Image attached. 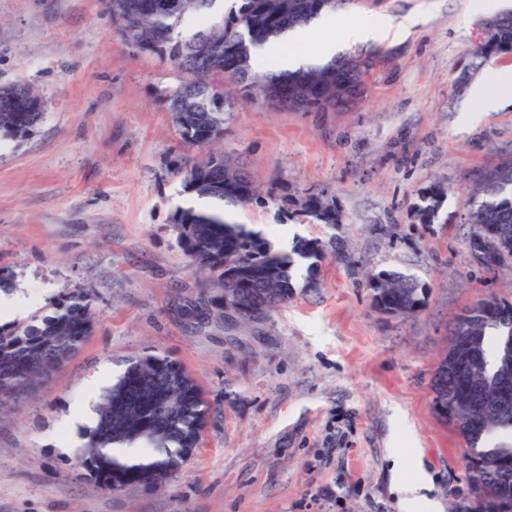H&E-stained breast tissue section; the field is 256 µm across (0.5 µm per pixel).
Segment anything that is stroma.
<instances>
[{
    "mask_svg": "<svg viewBox=\"0 0 512 512\" xmlns=\"http://www.w3.org/2000/svg\"><path fill=\"white\" fill-rule=\"evenodd\" d=\"M420 22L362 46L374 63L362 98L340 111L293 112L231 93L217 148L243 160L267 201L228 221L276 251L325 246L307 288L267 318L190 323L199 295L171 226L187 206L166 97L180 75L116 31L106 0H0V85L35 88L43 116L24 138L0 137V273L23 286L29 316L85 297L94 329L67 362L0 404V512H463L465 443L436 414L431 379L449 328L477 300L512 303V269L485 271L470 250L474 170L512 157V107L480 111L471 53L484 39L476 0H350L309 44L358 21ZM438 218L417 223L428 188ZM320 193L342 223L281 209L277 196ZM397 271L428 289L412 317L376 309L367 272ZM168 355L212 411L201 442L157 489L113 492L81 460L84 423L104 368ZM416 484L403 510L402 486Z\"/></svg>",
    "mask_w": 512,
    "mask_h": 512,
    "instance_id": "35a3bbf8",
    "label": "stroma"
}]
</instances>
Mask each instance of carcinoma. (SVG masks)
<instances>
[{
    "mask_svg": "<svg viewBox=\"0 0 512 512\" xmlns=\"http://www.w3.org/2000/svg\"><path fill=\"white\" fill-rule=\"evenodd\" d=\"M149 0H108L112 21L130 46L167 58L182 80L166 97L182 140L206 150L186 165L188 192L207 203L202 209L177 208L172 217L176 240L188 265L206 273L199 304L188 310L198 319L224 316V300L237 319L256 321L288 302L294 284L291 256L273 249L261 234L225 219L226 211L262 203L254 180L240 165L211 149L224 137L231 101L224 88L295 112H325L343 106L363 91L370 63L360 54L315 62L288 73H257L254 53L274 45L286 31L306 27L323 13L351 0H235V5L208 28L180 36L184 19L210 9L215 0H168L151 10ZM512 53V11L496 15L495 29L473 59L486 62ZM42 100L25 84L0 86V137H25L42 119ZM443 189L421 196L416 216L431 224ZM469 241L482 237L483 251H507L512 257V159L478 169L468 188ZM320 224H341L336 206L321 194L288 197ZM293 253L318 267L324 249L317 239L297 245ZM373 305L386 313L412 316L425 305L427 289L400 272L367 276ZM84 297L73 294L49 316L10 326L0 325V400L28 390L65 363L93 329ZM512 382V303L479 299L459 316L448 352L435 370L431 387L437 414L463 437L466 452L481 462L471 480L465 512H512V404L501 407L492 395L503 381ZM454 406L458 419L448 418ZM210 413L197 383L166 355L140 356L107 388L97 407L96 425L87 432L83 462L112 491L128 486L160 487L195 449Z\"/></svg>",
    "mask_w": 512,
    "mask_h": 512,
    "instance_id": "cac0c4a2",
    "label": "carcinoma"
}]
</instances>
